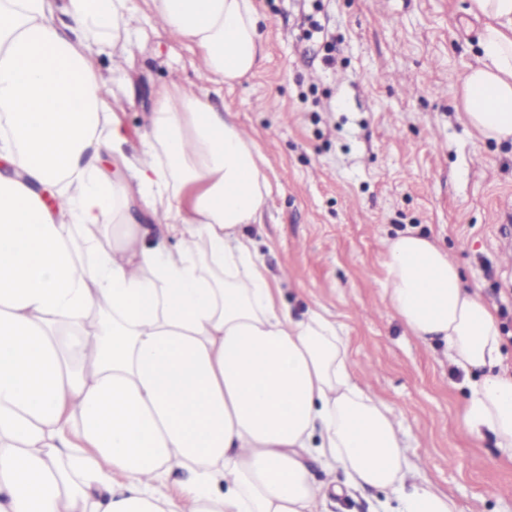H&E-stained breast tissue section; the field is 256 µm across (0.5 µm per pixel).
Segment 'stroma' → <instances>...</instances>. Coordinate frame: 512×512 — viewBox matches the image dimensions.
Listing matches in <instances>:
<instances>
[{
	"instance_id": "stroma-1",
	"label": "stroma",
	"mask_w": 512,
	"mask_h": 512,
	"mask_svg": "<svg viewBox=\"0 0 512 512\" xmlns=\"http://www.w3.org/2000/svg\"><path fill=\"white\" fill-rule=\"evenodd\" d=\"M134 5L132 61L119 69L110 51L98 57L129 95L126 124L144 126L173 75L230 112L267 166L258 252L270 276H285V302L341 327L363 383L437 490L461 512H512V463L461 428L468 379L385 296L388 240L412 231L434 241L493 311L507 309L512 369V270L501 247L512 142L484 139L460 107L482 26L467 0H255L266 59L230 88L210 84L197 52L157 29L144 0ZM387 498L332 493L326 509L381 512Z\"/></svg>"
}]
</instances>
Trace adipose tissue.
<instances>
[{
  "label": "adipose tissue",
  "instance_id": "adipose-tissue-1",
  "mask_svg": "<svg viewBox=\"0 0 512 512\" xmlns=\"http://www.w3.org/2000/svg\"><path fill=\"white\" fill-rule=\"evenodd\" d=\"M130 2L0 0V512H324L310 458L388 490L385 512H459L360 386L336 322L283 303L243 232L271 186L231 115L168 82L124 152L125 97L96 57H131ZM149 6L215 85L265 58L253 0ZM468 11L483 61L462 81L465 118L512 140V0ZM386 267L400 321L481 374L464 431L512 451L491 306L426 237L392 239Z\"/></svg>",
  "mask_w": 512,
  "mask_h": 512
}]
</instances>
